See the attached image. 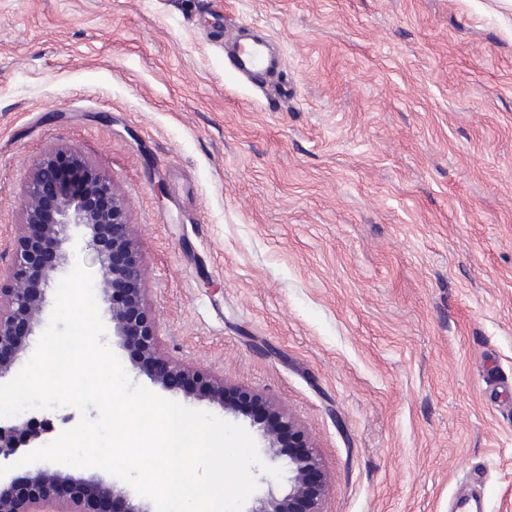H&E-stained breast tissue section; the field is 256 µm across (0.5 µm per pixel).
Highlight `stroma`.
I'll return each instance as SVG.
<instances>
[{
  "label": "stroma",
  "instance_id": "stroma-1",
  "mask_svg": "<svg viewBox=\"0 0 512 512\" xmlns=\"http://www.w3.org/2000/svg\"><path fill=\"white\" fill-rule=\"evenodd\" d=\"M69 147L126 197L160 353L279 400L325 512H512V6L0 0L1 273ZM224 62L244 82L274 71H279V79L283 73L282 56L273 54L267 40L250 30L240 31L231 48L224 41Z\"/></svg>",
  "mask_w": 512,
  "mask_h": 512
}]
</instances>
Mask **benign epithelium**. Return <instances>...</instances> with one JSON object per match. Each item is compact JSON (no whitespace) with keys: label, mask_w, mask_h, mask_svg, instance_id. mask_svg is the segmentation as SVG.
I'll return each mask as SVG.
<instances>
[{"label":"benign epithelium","mask_w":512,"mask_h":512,"mask_svg":"<svg viewBox=\"0 0 512 512\" xmlns=\"http://www.w3.org/2000/svg\"><path fill=\"white\" fill-rule=\"evenodd\" d=\"M81 229L100 277L96 288L112 333L136 350L132 368L163 389L207 400L249 419L274 462L285 461L282 485L265 477V494L248 512H322L328 483L316 442L277 401L243 387H228L191 371L158 351V325L143 299L142 273L127 203L77 150L51 151L34 165L25 186L22 223L5 281H0V378L9 374L42 322L47 291L67 262L69 228ZM48 418L22 416L0 423V465L45 445ZM0 512H153L93 473L76 475L47 462L18 476L0 477Z\"/></svg>","instance_id":"7a95c632"}]
</instances>
